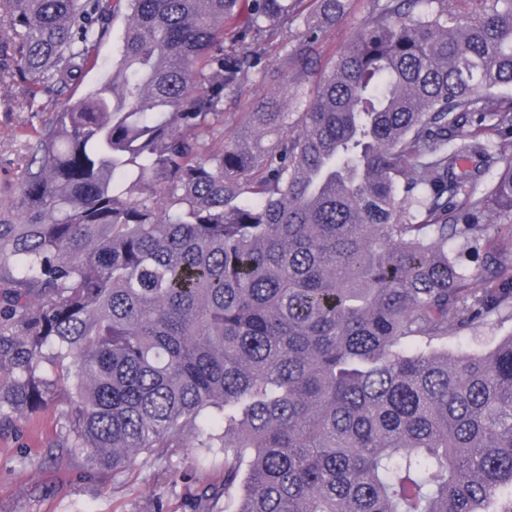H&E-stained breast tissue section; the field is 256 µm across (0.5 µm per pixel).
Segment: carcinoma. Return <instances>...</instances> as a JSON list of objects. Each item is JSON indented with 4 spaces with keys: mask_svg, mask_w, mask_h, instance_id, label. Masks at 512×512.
I'll list each match as a JSON object with an SVG mask.
<instances>
[{
    "mask_svg": "<svg viewBox=\"0 0 512 512\" xmlns=\"http://www.w3.org/2000/svg\"><path fill=\"white\" fill-rule=\"evenodd\" d=\"M311 2L0 0V85L52 114L0 213V420L64 404L97 471L196 448L205 512H512V335L431 349L512 314V0H373L304 102L348 6ZM257 67L288 96L229 138ZM123 32L124 17L123 14H119L112 22L110 37L102 43L99 49L98 65L86 75L83 82L76 88L75 97H79L88 88L103 82L107 78L112 62L119 58ZM512 333V317H492L475 329L457 332L449 330L448 341L436 343L439 350H448L449 356L485 353Z\"/></svg>",
    "mask_w": 512,
    "mask_h": 512,
    "instance_id": "obj_1",
    "label": "carcinoma"
}]
</instances>
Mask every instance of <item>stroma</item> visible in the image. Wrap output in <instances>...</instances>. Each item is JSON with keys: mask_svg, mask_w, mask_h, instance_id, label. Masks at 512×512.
Wrapping results in <instances>:
<instances>
[{"mask_svg": "<svg viewBox=\"0 0 512 512\" xmlns=\"http://www.w3.org/2000/svg\"><path fill=\"white\" fill-rule=\"evenodd\" d=\"M371 0H348L346 13L325 29L319 44L323 62L345 50L363 27ZM273 91L257 74H250L224 104L227 132L240 127L255 103ZM14 91L0 86V207L17 205L16 186L25 166L24 138L35 134L45 113L15 112L9 106ZM512 334V317H494L475 329L449 331V355L485 353ZM86 451L71 447L65 437L63 409L48 404L31 415L0 422V512H152L163 498L170 512H186L195 484L171 482L168 468L195 467L193 449L172 460L137 461L120 474L91 473Z\"/></svg>", "mask_w": 512, "mask_h": 512, "instance_id": "35a3bbf8", "label": "stroma"}]
</instances>
